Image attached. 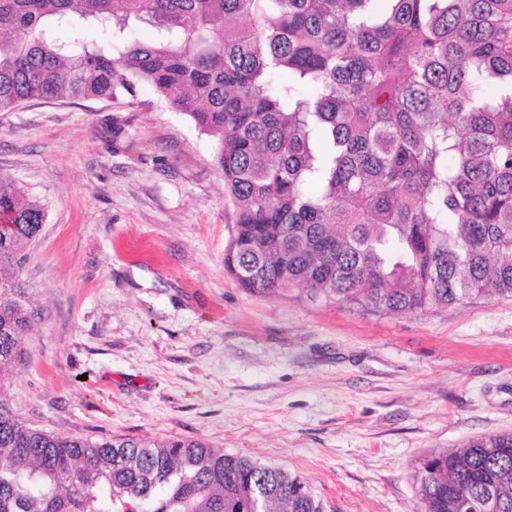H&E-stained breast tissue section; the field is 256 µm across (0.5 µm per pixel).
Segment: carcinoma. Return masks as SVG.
Masks as SVG:
<instances>
[{
  "instance_id": "obj_1",
  "label": "carcinoma",
  "mask_w": 512,
  "mask_h": 512,
  "mask_svg": "<svg viewBox=\"0 0 512 512\" xmlns=\"http://www.w3.org/2000/svg\"><path fill=\"white\" fill-rule=\"evenodd\" d=\"M140 84L212 137L245 291L383 313L512 298V0H0V112ZM44 217L0 178V375L44 318L21 276ZM489 485L512 512V433L426 457L420 512H485ZM0 512L325 506L199 438L30 428L0 387Z\"/></svg>"
}]
</instances>
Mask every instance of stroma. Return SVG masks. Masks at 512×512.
<instances>
[{
  "label": "stroma",
  "instance_id": "obj_1",
  "mask_svg": "<svg viewBox=\"0 0 512 512\" xmlns=\"http://www.w3.org/2000/svg\"><path fill=\"white\" fill-rule=\"evenodd\" d=\"M0 177L45 211L22 269L45 318L0 378L27 426L201 438L326 512H417L423 459L512 433V298L383 314L246 292L212 141L150 87L0 112Z\"/></svg>",
  "mask_w": 512,
  "mask_h": 512
}]
</instances>
